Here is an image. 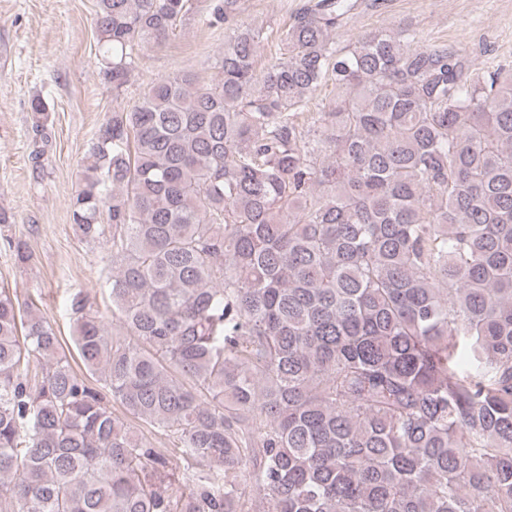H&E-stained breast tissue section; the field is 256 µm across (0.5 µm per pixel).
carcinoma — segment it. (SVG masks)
Returning a JSON list of instances; mask_svg holds the SVG:
<instances>
[{"instance_id":"obj_1","label":"carcinoma","mask_w":512,"mask_h":512,"mask_svg":"<svg viewBox=\"0 0 512 512\" xmlns=\"http://www.w3.org/2000/svg\"><path fill=\"white\" fill-rule=\"evenodd\" d=\"M357 7L308 0L260 70L239 0H98L117 97L187 19L224 50L87 145L117 324L77 302L81 368L0 290V512H512V70L339 48Z\"/></svg>"}]
</instances>
